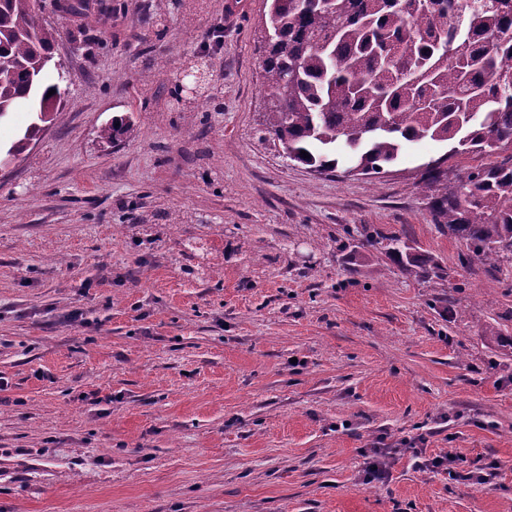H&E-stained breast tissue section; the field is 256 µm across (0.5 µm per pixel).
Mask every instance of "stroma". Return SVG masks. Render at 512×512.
<instances>
[{"instance_id": "35a3bbf8", "label": "stroma", "mask_w": 512, "mask_h": 512, "mask_svg": "<svg viewBox=\"0 0 512 512\" xmlns=\"http://www.w3.org/2000/svg\"><path fill=\"white\" fill-rule=\"evenodd\" d=\"M227 2L43 13L62 104L0 169V512H512V256L472 260L422 171L485 158L290 161L264 134L266 0ZM216 30L183 109L176 69Z\"/></svg>"}]
</instances>
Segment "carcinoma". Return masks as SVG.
<instances>
[{"instance_id":"obj_1","label":"carcinoma","mask_w":512,"mask_h":512,"mask_svg":"<svg viewBox=\"0 0 512 512\" xmlns=\"http://www.w3.org/2000/svg\"><path fill=\"white\" fill-rule=\"evenodd\" d=\"M268 2L265 126L286 157L319 172L348 158L378 175L409 143L453 141L493 161L442 187L439 225L478 262L512 252V154H500L512 146V14L499 0H471L451 29L461 0ZM54 7L96 23L88 0ZM56 36L34 0H0V118L22 102L39 106L37 121L9 148L14 156L59 107V86L42 82ZM388 253L418 263L397 237Z\"/></svg>"}]
</instances>
